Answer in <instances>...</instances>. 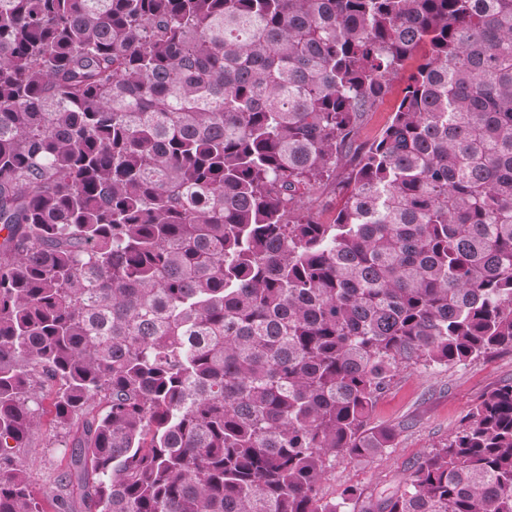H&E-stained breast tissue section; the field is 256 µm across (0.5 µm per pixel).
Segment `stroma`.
<instances>
[{"mask_svg": "<svg viewBox=\"0 0 512 512\" xmlns=\"http://www.w3.org/2000/svg\"><path fill=\"white\" fill-rule=\"evenodd\" d=\"M512 381V350L503 349L451 367H414L401 371L378 399L370 421L396 431L387 455L374 459L337 457L321 486L324 497L334 498L349 486L371 495L398 485L421 453L447 439L462 417L486 391ZM63 436L44 423L36 448L27 456L30 484L46 497L56 474L65 466Z\"/></svg>", "mask_w": 512, "mask_h": 512, "instance_id": "stroma-1", "label": "stroma"}]
</instances>
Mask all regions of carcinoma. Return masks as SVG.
<instances>
[{
    "mask_svg": "<svg viewBox=\"0 0 512 512\" xmlns=\"http://www.w3.org/2000/svg\"><path fill=\"white\" fill-rule=\"evenodd\" d=\"M0 230V512L47 392L54 512H512V381L320 493L398 373L512 349V0H0ZM407 76L408 72L400 75L393 83L392 92L379 105L376 112H370L359 131L356 144H363L372 140L388 122L400 91L405 86ZM349 188L345 186V174L336 173V181L326 184L308 204L311 212L322 222L329 223L344 204Z\"/></svg>",
    "mask_w": 512,
    "mask_h": 512,
    "instance_id": "carcinoma-1",
    "label": "carcinoma"
}]
</instances>
